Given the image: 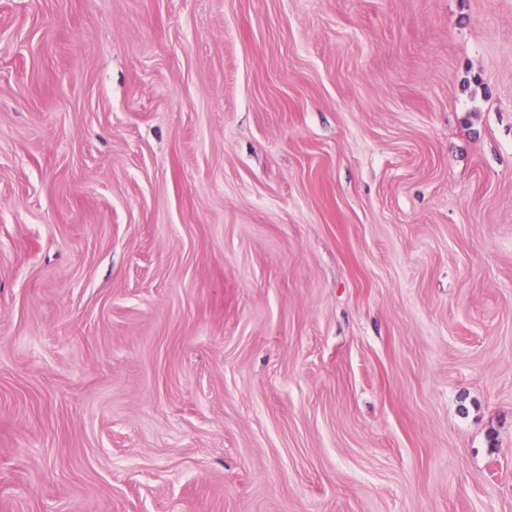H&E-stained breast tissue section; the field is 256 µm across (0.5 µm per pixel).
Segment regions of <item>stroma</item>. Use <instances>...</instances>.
I'll list each match as a JSON object with an SVG mask.
<instances>
[{
	"mask_svg": "<svg viewBox=\"0 0 512 512\" xmlns=\"http://www.w3.org/2000/svg\"><path fill=\"white\" fill-rule=\"evenodd\" d=\"M0 512H512V0H0Z\"/></svg>",
	"mask_w": 512,
	"mask_h": 512,
	"instance_id": "stroma-1",
	"label": "stroma"
}]
</instances>
